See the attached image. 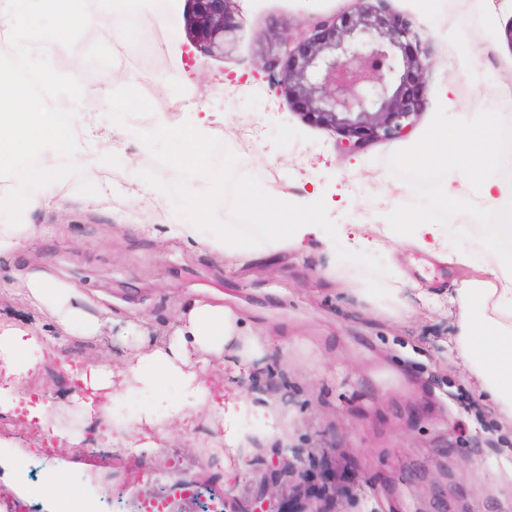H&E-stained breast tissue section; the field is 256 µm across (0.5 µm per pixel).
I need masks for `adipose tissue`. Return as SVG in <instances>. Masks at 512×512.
I'll return each mask as SVG.
<instances>
[{
  "label": "adipose tissue",
  "mask_w": 512,
  "mask_h": 512,
  "mask_svg": "<svg viewBox=\"0 0 512 512\" xmlns=\"http://www.w3.org/2000/svg\"><path fill=\"white\" fill-rule=\"evenodd\" d=\"M111 3L102 0V11L91 14L84 10L82 0H40L49 19L39 31L41 45H55L62 36L87 28L106 29L105 10ZM85 108L83 99L67 96L60 99L58 111H34L28 85L0 72V170L14 166L33 149L44 155L32 183L0 199V210H11L13 218L12 223L0 225V257L14 252L33 233L29 213L49 204L60 181L56 154L68 155L78 166L100 162V155L74 146L75 134L87 139L94 136L85 120ZM415 152L430 164L447 168L440 193L443 208L459 209L473 195L499 215V223L486 229L488 250L477 276L463 280L455 290L460 308L456 349L484 397L499 414L512 418V253L497 245L499 236L512 233V179L502 175L501 156L493 143L464 124L440 122ZM405 238L440 261L471 263L465 251H449L445 231L432 220L407 225ZM24 287L30 304L47 311L62 328L77 327L89 336L98 332V321L85 311L82 297L72 289L56 285L43 273L29 276ZM259 345L258 337L242 335L239 317L230 308L195 301L186 307L172 336L154 341L121 364L104 358L85 365L73 398L87 417L104 418L120 387L133 385L153 392L164 377L181 387L180 399L168 405L169 417L187 421L204 409L220 420L224 407L212 398L202 378L206 365L211 357L235 347L239 367L252 369ZM46 347L45 338L30 330L0 331V411L22 400L20 381L35 370V352Z\"/></svg>",
  "instance_id": "obj_1"
}]
</instances>
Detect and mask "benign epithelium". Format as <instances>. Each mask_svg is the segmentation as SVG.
Returning a JSON list of instances; mask_svg holds the SVG:
<instances>
[{"instance_id":"7a95c632","label":"benign epithelium","mask_w":512,"mask_h":512,"mask_svg":"<svg viewBox=\"0 0 512 512\" xmlns=\"http://www.w3.org/2000/svg\"><path fill=\"white\" fill-rule=\"evenodd\" d=\"M190 47L204 56L224 54L225 35L240 21L235 0H186ZM344 11L316 19L298 38L266 34L259 68L275 91L296 100L302 116L341 136L350 154L403 137L415 125L424 98L411 79L425 82L428 65L413 49L415 35L405 17L385 0H354ZM336 494V475L327 469L317 480L302 475L280 498L261 486L240 499L235 485L224 487L225 512H324L321 501Z\"/></svg>"}]
</instances>
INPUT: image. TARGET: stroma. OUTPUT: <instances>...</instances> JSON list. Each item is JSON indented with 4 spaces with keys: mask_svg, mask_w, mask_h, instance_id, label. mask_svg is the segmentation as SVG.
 Listing matches in <instances>:
<instances>
[{
    "mask_svg": "<svg viewBox=\"0 0 512 512\" xmlns=\"http://www.w3.org/2000/svg\"><path fill=\"white\" fill-rule=\"evenodd\" d=\"M387 5L411 20L428 57L425 104L406 137L352 156L340 152L337 132L306 121L294 101L255 71L260 33L299 36L312 16L343 12L352 0H236L244 26L224 55L194 58L187 55L181 0L167 13L158 0H145L135 23L115 15L119 39L83 30L40 55L55 95L80 91L90 102L89 122L100 129L112 127L106 105L95 101L104 85L134 87L151 102L153 114L130 118L136 127H177L208 112L219 115L209 134L238 156V172L301 201L333 200L327 214L345 234L334 247L320 230L297 247L249 261L214 253L168 235L176 217L171 201L134 198L139 171L167 183L177 173L133 135L110 137L98 166L75 168L59 157L66 177L56 204L30 213L35 234L0 262V329L33 328L49 338L51 353L22 388L30 397L47 395L57 433L47 438L19 410L0 412V497H18L30 512H56L60 493L48 478L61 475L94 492L111 487L112 512H135L150 497L169 498V512H202L198 498L172 496V487L189 482L220 496L233 483L238 496L251 495L269 475L251 458L289 446L299 452L301 472L323 458L349 460L362 494L338 498V512H512V422L485 400L455 349L460 309L450 298L471 269L437 261L390 234L380 256L396 262L401 291L398 303L383 310L356 294L366 287L367 272L336 257L337 247L358 249L360 225L388 223L377 186L391 188L393 208L405 219L435 209L441 180H412L409 155L444 116L468 124L478 113H493L503 155L512 160V91L503 88L512 84V44L504 36L512 9L503 0ZM128 157L138 160V172L122 168ZM438 219L449 249L482 261L488 213L468 203ZM32 270L79 289L86 310L107 318L103 335L64 331L32 308L22 282ZM195 300L223 303L240 317L243 335L267 342L250 377L234 373L229 351L212 357L204 376L215 400L250 401V416L235 424L242 443L221 448L222 426L202 413L191 429L167 420L147 451L104 444L99 427L72 399L65 363L103 355L121 363L130 350L172 335ZM179 395L171 380L158 395L128 389L110 415L132 423L144 409L165 411ZM272 415L280 428L274 435L267 432ZM91 448L110 455L111 469L97 466Z\"/></svg>",
    "mask_w": 512,
    "mask_h": 512,
    "instance_id": "1",
    "label": "stroma"
}]
</instances>
